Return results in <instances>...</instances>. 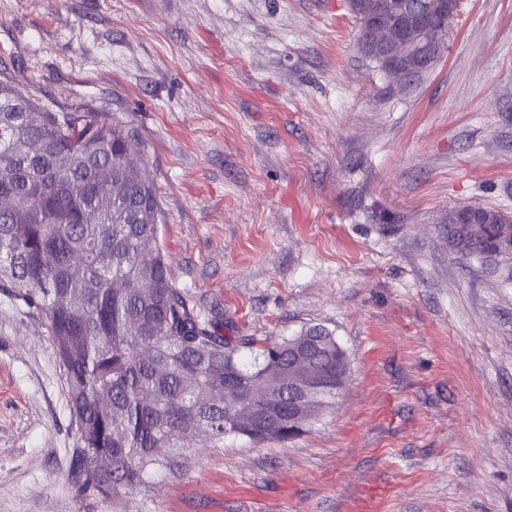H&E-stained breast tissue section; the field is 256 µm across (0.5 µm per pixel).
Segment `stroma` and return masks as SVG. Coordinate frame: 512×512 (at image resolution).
<instances>
[{
    "mask_svg": "<svg viewBox=\"0 0 512 512\" xmlns=\"http://www.w3.org/2000/svg\"><path fill=\"white\" fill-rule=\"evenodd\" d=\"M357 35L347 0H0V81L136 132L175 287L228 337L323 327L350 367L288 442L81 499L45 310L0 288V512H512V270L444 232L512 217V0H459L400 86Z\"/></svg>",
    "mask_w": 512,
    "mask_h": 512,
    "instance_id": "35a3bbf8",
    "label": "stroma"
}]
</instances>
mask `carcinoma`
Here are the masks:
<instances>
[{
    "mask_svg": "<svg viewBox=\"0 0 512 512\" xmlns=\"http://www.w3.org/2000/svg\"><path fill=\"white\" fill-rule=\"evenodd\" d=\"M367 0H348L368 24ZM136 135L104 114L49 112L32 94L0 82V196L16 202L0 214V288L44 307L63 370L76 448L68 479L78 496L118 499L144 474L169 465L157 448H181L205 432L217 446L228 435L286 442L303 425L288 422V400L253 398L255 378L275 367L283 389L306 373L288 360L300 339L229 338L205 321L171 282L160 243L162 211L143 170ZM108 167L112 182L98 179ZM479 224L448 214V250L487 263L512 260V219L482 209ZM125 281L134 288L117 289ZM145 283L147 287L138 288ZM318 362L336 369V340L321 327ZM259 351L243 363L239 350ZM112 395V405L99 394ZM332 389L302 404L305 422L327 406ZM112 458V475L93 459Z\"/></svg>",
    "mask_w": 512,
    "mask_h": 512,
    "instance_id": "1",
    "label": "carcinoma"
}]
</instances>
